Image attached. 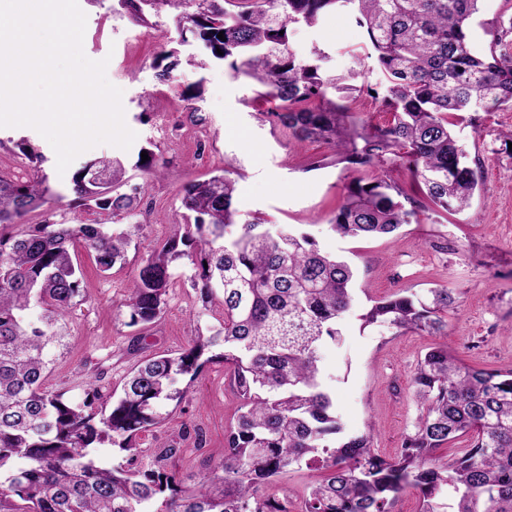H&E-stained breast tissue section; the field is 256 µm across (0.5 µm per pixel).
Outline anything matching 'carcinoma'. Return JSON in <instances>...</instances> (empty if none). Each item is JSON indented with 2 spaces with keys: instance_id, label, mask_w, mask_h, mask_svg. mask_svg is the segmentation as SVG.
I'll return each mask as SVG.
<instances>
[{
  "instance_id": "carcinoma-1",
  "label": "carcinoma",
  "mask_w": 512,
  "mask_h": 512,
  "mask_svg": "<svg viewBox=\"0 0 512 512\" xmlns=\"http://www.w3.org/2000/svg\"><path fill=\"white\" fill-rule=\"evenodd\" d=\"M135 24L178 13L210 56L277 102L269 122L297 143L336 147V163L365 172L347 185L330 218L342 239L396 235L426 205L460 212L471 205L482 162L454 133L461 113L512 109V18L491 25L485 52L470 38L479 0H116ZM345 8L364 30L367 57L383 77L385 125L358 116L348 84L357 72L329 75L321 49L300 61L290 27L315 26ZM224 32L225 40L217 38ZM180 60L164 51L153 62L162 81ZM407 171L425 202L383 177ZM127 169L118 159L77 170L75 198L114 217L110 224H64L49 213L15 234L49 199L48 176L0 178V512H292L291 499L270 493L276 478L302 464L323 471L307 487L298 512H393L409 489L420 512H512V372L468 367L445 345L418 360L414 395L421 411L396 455L375 453L371 433H344L323 382L319 349L337 343L339 322L353 302L355 270L309 235L256 218L237 222L235 180L214 175L185 183L180 223L140 264L124 303L128 325L155 324L167 307L174 266L194 268L204 304L219 302L220 329L181 352L147 359L115 398L88 382L82 400L45 386L51 348L70 345L67 317L79 304L80 269L70 246L79 240L102 273L126 261L141 225L132 221L137 193H124ZM453 288L407 289L372 301L363 325L445 336ZM40 309L33 315L34 309ZM219 352L212 353L213 349ZM224 362L238 415L224 437V455L191 488L159 463L178 452L161 448L158 467L138 464L140 433L162 425V408L180 404L204 366ZM462 453H435L460 440ZM110 442L129 453L114 465L91 457Z\"/></svg>"
}]
</instances>
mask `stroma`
I'll return each mask as SVG.
<instances>
[{
    "instance_id": "35a3bbf8",
    "label": "stroma",
    "mask_w": 512,
    "mask_h": 512,
    "mask_svg": "<svg viewBox=\"0 0 512 512\" xmlns=\"http://www.w3.org/2000/svg\"><path fill=\"white\" fill-rule=\"evenodd\" d=\"M112 3L79 0L87 16L83 50L90 59H108L106 76L122 89L125 122L137 138L127 151L96 146L74 165L116 158L131 167L124 190L139 194L142 230L131 242L126 264L107 273L98 271L83 245H75L83 299L70 323L71 346L58 356L47 379L50 390L77 398L85 381L94 378L103 392H111L144 359L180 352L198 335L219 328L220 307L202 308L191 270L182 264L174 270L166 312L150 331L128 326L124 302L138 266L173 231L182 184L223 173L229 163L236 170L241 220L259 217L277 227L293 225L325 251L347 257L355 269L353 305L341 320L343 340L326 343L319 352L347 433L359 434L374 424L378 454L395 455L419 414L412 387L415 364L438 341L467 365L512 370V109L483 112L477 123L465 119L455 128L469 152L484 162L470 208L455 214L426 211L396 239L342 240L329 219L352 174L336 164L335 150L321 142L296 144L287 130L272 128L262 117L271 102L255 99L249 82L233 77L224 63L202 69L183 64L172 81H159L152 63L161 52L177 48L200 58L202 44L183 41L175 14L142 27L113 13ZM364 41L363 30L339 9L319 26L294 27L291 47L301 60L314 49L324 50L330 72L344 74L355 68L351 52ZM25 144L45 155L44 171L55 189H63L69 179L58 175L53 148L30 127L0 128V177L32 179L34 168L21 150ZM142 148L163 160L160 174L134 170ZM317 160L322 168H314ZM438 285L458 293L444 339L361 328L359 316L371 300ZM236 410L223 362L207 364L165 424L142 434V463L150 462L154 449L177 444L179 451L166 468L193 486L223 455L224 434Z\"/></svg>"
}]
</instances>
